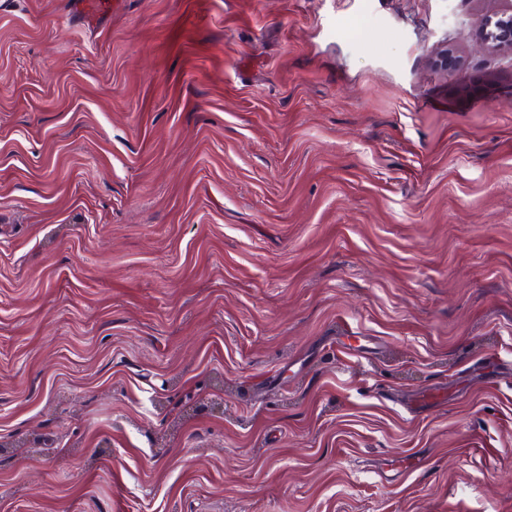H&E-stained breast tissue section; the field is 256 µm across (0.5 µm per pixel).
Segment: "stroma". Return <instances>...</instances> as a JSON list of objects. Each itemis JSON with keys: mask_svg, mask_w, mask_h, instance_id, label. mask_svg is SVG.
Here are the masks:
<instances>
[{"mask_svg": "<svg viewBox=\"0 0 512 512\" xmlns=\"http://www.w3.org/2000/svg\"><path fill=\"white\" fill-rule=\"evenodd\" d=\"M510 8L0 0V512H512ZM477 39L488 51L512 50V12H503L486 19Z\"/></svg>", "mask_w": 512, "mask_h": 512, "instance_id": "1", "label": "stroma"}]
</instances>
